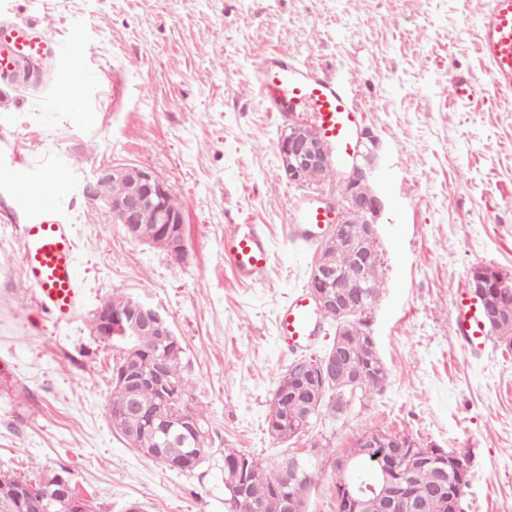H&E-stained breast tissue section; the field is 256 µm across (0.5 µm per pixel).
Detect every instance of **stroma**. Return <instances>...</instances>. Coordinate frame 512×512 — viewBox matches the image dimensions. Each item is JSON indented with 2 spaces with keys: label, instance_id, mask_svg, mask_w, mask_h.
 <instances>
[{
  "label": "stroma",
  "instance_id": "obj_1",
  "mask_svg": "<svg viewBox=\"0 0 512 512\" xmlns=\"http://www.w3.org/2000/svg\"><path fill=\"white\" fill-rule=\"evenodd\" d=\"M489 0H0V19L44 23L52 38L92 43L74 75L80 105L51 94L54 76L0 85V471L36 480L67 470L94 512H224V451L275 466L286 448L351 446L368 429L410 433L467 452L463 512H512V353L496 338L473 353L451 330L472 266L512 280V93L490 85L480 52ZM279 49L352 79L382 158L373 182L384 291L371 334L383 390L344 416L323 410L289 444L266 419L295 354L276 310L307 286L318 246L288 234L296 200L279 158L286 122L249 87ZM484 84L468 108L451 72ZM114 163L152 171L184 205L185 261L128 235L83 194ZM61 170L84 285L58 323L21 273L25 185ZM271 242L264 275L243 282L224 256L237 225ZM145 301L185 349L210 424L207 456L177 473L112 427V364L121 348L92 328L100 302Z\"/></svg>",
  "mask_w": 512,
  "mask_h": 512
}]
</instances>
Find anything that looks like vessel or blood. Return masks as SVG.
Wrapping results in <instances>:
<instances>
[{
	"label": "vessel or blood",
	"instance_id": "obj_1",
	"mask_svg": "<svg viewBox=\"0 0 512 512\" xmlns=\"http://www.w3.org/2000/svg\"><path fill=\"white\" fill-rule=\"evenodd\" d=\"M481 52L496 88L512 90V0H489L481 18ZM82 38L52 40L43 24L0 20V83H20L22 65L64 69L78 51H91ZM252 89L265 111L288 117L309 113L318 134L337 148L343 158L357 151L356 130L364 118L363 108L350 81L327 69L311 65L293 51L284 49L262 56L252 72ZM482 85L456 75L450 95L465 106L482 93ZM60 192L47 186L35 199L24 200L28 221L22 226V273L34 290L38 306L51 317L65 320L80 305L81 285L72 225L66 224L59 205ZM307 241L318 240L332 225L330 212L308 202L294 218ZM224 253L239 277L252 279L265 272L271 257L270 244L253 224L237 226L224 243ZM317 311L306 290L296 291L276 315L277 336L289 349H304L316 339ZM480 301L461 297L452 324L455 335L470 348L486 344Z\"/></svg>",
	"mask_w": 512,
	"mask_h": 512
}]
</instances>
